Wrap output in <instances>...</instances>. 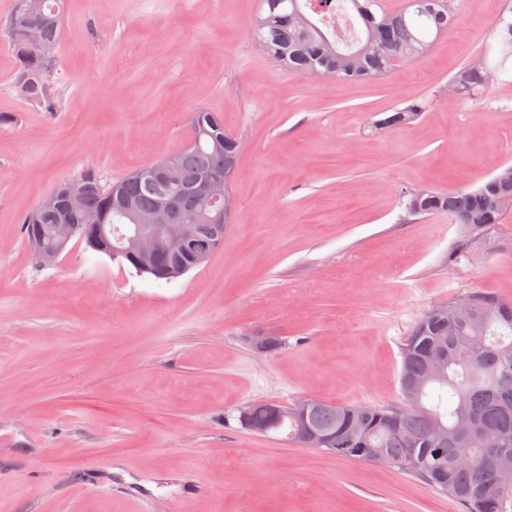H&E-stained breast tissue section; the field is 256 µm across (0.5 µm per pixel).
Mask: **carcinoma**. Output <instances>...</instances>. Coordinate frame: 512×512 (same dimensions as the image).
I'll use <instances>...</instances> for the list:
<instances>
[{"mask_svg":"<svg viewBox=\"0 0 512 512\" xmlns=\"http://www.w3.org/2000/svg\"><path fill=\"white\" fill-rule=\"evenodd\" d=\"M64 0H14L4 27L17 64L16 87L30 101L54 104L48 72L55 60L62 27ZM455 23L450 0H402L387 12L381 0H263L253 25L266 55L301 78L310 75L338 82L382 79L397 65L419 59L433 45L430 37L448 32ZM40 29L45 52H33L29 38ZM512 70V19L500 14L493 41L455 79L456 94L485 86ZM425 103L412 100L378 121L391 128L416 120ZM189 144L171 156V169L160 174L143 165L110 184L93 173L60 184L54 191L58 207L36 205L23 220L22 234L32 249L55 242V225L68 224L71 238L85 248L127 264L140 275L170 282L198 267L192 254L161 247L150 268L116 253L112 246L134 214H148L163 199L178 196L184 223L201 235L211 229V215L224 207L200 202L196 185L206 177L234 181L240 141L224 132L223 119L198 110L190 116ZM83 187L79 207L67 197ZM410 216L446 213L455 223L500 224L512 209V165L478 185L457 192L423 189L404 193ZM417 391L420 409L398 418L407 405L403 385ZM401 399L396 405H336L314 400L308 422L336 431L335 456L373 462L382 456L397 469L453 498L463 512H512V490L499 485L495 458L483 447L494 434L503 455L512 457V302L480 291L468 294L467 309L454 302L438 305L417 322L401 352ZM254 426L267 435L298 438L296 424L265 403L249 407Z\"/></svg>","mask_w":512,"mask_h":512,"instance_id":"cac0c4a2","label":"carcinoma"}]
</instances>
